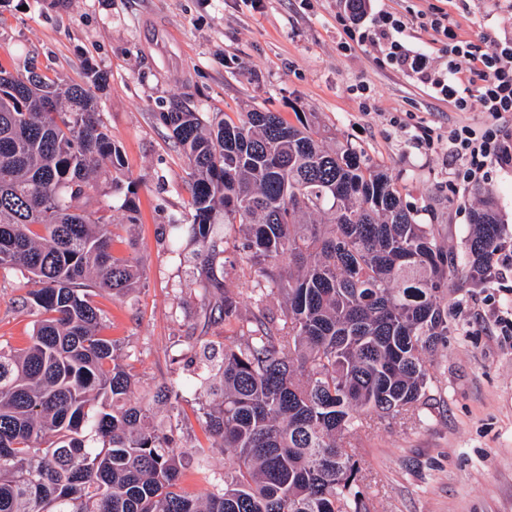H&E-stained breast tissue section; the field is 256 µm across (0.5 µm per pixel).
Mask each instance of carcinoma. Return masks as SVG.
Segmentation results:
<instances>
[{"instance_id":"obj_1","label":"carcinoma","mask_w":512,"mask_h":512,"mask_svg":"<svg viewBox=\"0 0 512 512\" xmlns=\"http://www.w3.org/2000/svg\"><path fill=\"white\" fill-rule=\"evenodd\" d=\"M105 82L89 62L81 84L0 66V270L23 274L35 317L25 347H0V512H371L348 436L364 414L420 417L429 356L448 342L441 299L485 282L512 232L493 198L471 209L460 263L385 171L310 120L161 113L192 170L193 223L168 225L169 246H197L208 286L224 288L210 316L238 332L134 402L139 380L92 300L144 278L91 209L102 168L122 167L97 117ZM226 253L245 265L236 283L222 280ZM245 290L258 313L242 312ZM188 393L233 451L213 483L194 447L213 484L199 495L180 487Z\"/></svg>"}]
</instances>
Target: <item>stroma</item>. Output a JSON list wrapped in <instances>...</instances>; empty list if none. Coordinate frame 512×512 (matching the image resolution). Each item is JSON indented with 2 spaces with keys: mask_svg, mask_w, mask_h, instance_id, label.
<instances>
[{
  "mask_svg": "<svg viewBox=\"0 0 512 512\" xmlns=\"http://www.w3.org/2000/svg\"><path fill=\"white\" fill-rule=\"evenodd\" d=\"M346 0H0V66L35 59L47 75L84 79L92 61L107 77L96 94L99 117L123 154L101 176L93 203L112 222L113 250L145 270L125 296L94 297L105 335L119 346L141 386L174 377L194 343L234 335L205 323L203 276L171 252L167 224L192 221L190 170L159 115L186 107L228 117L254 108L288 122L309 117L382 168L420 223L437 225L462 254L469 213L488 191L512 225V167L457 186L456 162L420 142L423 133L498 127L479 103L458 111L430 88L396 71L385 55L348 38ZM403 18L432 64L448 65V41L427 25L448 14L460 41L481 33L512 38L497 0H376ZM133 185L137 221L127 223L112 182ZM20 273L0 270V346L24 347L33 317ZM451 331L433 354L437 383L421 418L368 419L356 446L371 512H512V243L497 252L489 281L449 291Z\"/></svg>",
  "mask_w": 512,
  "mask_h": 512,
  "instance_id": "obj_1",
  "label": "stroma"
}]
</instances>
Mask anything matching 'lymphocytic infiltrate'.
<instances>
[{
    "instance_id": "1",
    "label": "lymphocytic infiltrate",
    "mask_w": 512,
    "mask_h": 512,
    "mask_svg": "<svg viewBox=\"0 0 512 512\" xmlns=\"http://www.w3.org/2000/svg\"><path fill=\"white\" fill-rule=\"evenodd\" d=\"M430 27L450 39L447 72L434 71L428 54L406 42L404 22L391 13L365 8L352 17L349 34L358 44L382 46L396 69L433 89L457 110H466L475 99L496 119H511L512 41L485 36L476 43H453L454 32L444 15L432 16ZM464 59L469 60V69L461 68ZM446 148L460 162L456 178L467 184L483 180L489 168L512 165V144L491 130L459 127L449 136Z\"/></svg>"
}]
</instances>
